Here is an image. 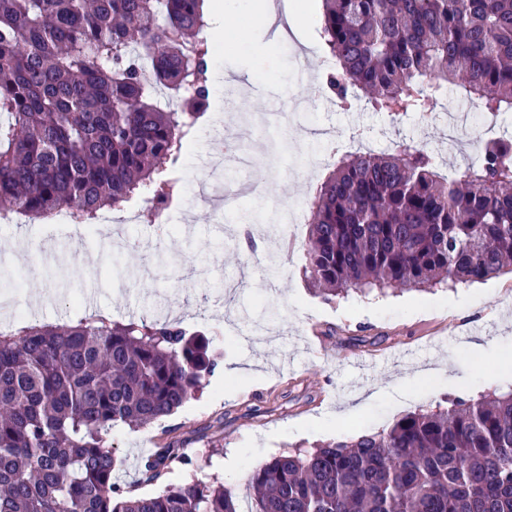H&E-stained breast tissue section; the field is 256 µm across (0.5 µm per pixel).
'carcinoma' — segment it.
<instances>
[{
  "instance_id": "obj_1",
  "label": "carcinoma",
  "mask_w": 512,
  "mask_h": 512,
  "mask_svg": "<svg viewBox=\"0 0 512 512\" xmlns=\"http://www.w3.org/2000/svg\"><path fill=\"white\" fill-rule=\"evenodd\" d=\"M204 0H0V217L71 208L91 227L147 195L181 198L183 141L204 114ZM337 68L327 91L375 112H431L463 86L512 110V0H322ZM188 87V111L154 91ZM303 274L329 301L424 291L512 268V139L453 176L418 145L342 157L309 202ZM213 339L175 320L80 318L0 333V512H242L222 484L134 497L108 443L146 428L223 367ZM173 443L141 463L158 481ZM247 512H512V386L417 409L389 428L249 467Z\"/></svg>"
}]
</instances>
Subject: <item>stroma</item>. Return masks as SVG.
I'll return each instance as SVG.
<instances>
[{"instance_id":"35a3bbf8","label":"stroma","mask_w":512,"mask_h":512,"mask_svg":"<svg viewBox=\"0 0 512 512\" xmlns=\"http://www.w3.org/2000/svg\"><path fill=\"white\" fill-rule=\"evenodd\" d=\"M306 2L295 34L275 45L239 6L227 5L209 18L211 31L244 37L223 49L220 63L229 77L254 72L266 89L285 83L294 95L322 106L308 116L306 132L273 131L255 141L253 175L266 181L268 193L263 200L241 199L239 210L265 214L309 200L335 166L327 156L332 144L343 152L360 144L374 152L417 144L448 174L474 162L476 144L512 136V112L490 126L465 120L464 137L452 144L447 126L429 115L392 116L361 100L349 108L332 104L320 66L328 56L322 0ZM301 59L310 75L300 83ZM267 106V99L233 85L211 94L181 159L184 195L204 176L201 158L223 153L226 138L238 135L239 116ZM265 228L259 246L276 260L260 273L246 264L239 224H218L209 210L180 203L170 223L155 225L151 247L135 254L140 266L166 257L164 275L146 279L129 276L125 260L93 234L79 240L43 220L0 223V252L16 239L39 240L46 248L40 269L27 272L25 287L14 292L16 311L0 312L9 331L69 325L84 315L123 323L164 317L212 335L224 353L225 371L205 381L175 414L145 429L113 427L110 441L120 461L114 478L130 495L199 479L224 483L243 499L248 464L331 437L377 432L415 409L444 408L451 398L475 400L512 384V370L502 366L512 355V273L454 289L353 292L326 301L300 274L302 247L285 250L275 223ZM90 294L98 301L93 309L82 304ZM170 440L187 463L173 464L162 482L144 483L141 458Z\"/></svg>"}]
</instances>
